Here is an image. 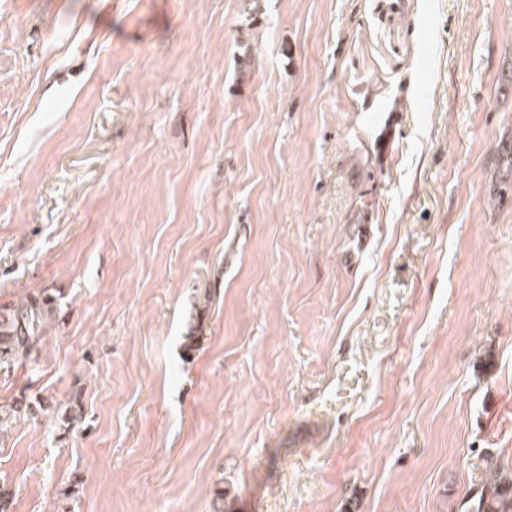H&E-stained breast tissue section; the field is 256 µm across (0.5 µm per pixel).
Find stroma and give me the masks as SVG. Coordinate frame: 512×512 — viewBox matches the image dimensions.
<instances>
[{
  "instance_id": "1",
  "label": "stroma",
  "mask_w": 512,
  "mask_h": 512,
  "mask_svg": "<svg viewBox=\"0 0 512 512\" xmlns=\"http://www.w3.org/2000/svg\"><path fill=\"white\" fill-rule=\"evenodd\" d=\"M512 0H0L10 512H466L512 460ZM81 393L82 424L55 416ZM60 312L59 296L44 289L0 306V373L35 362L33 356L48 326ZM44 410L45 408L39 401H33L23 394H20V397L0 402V434L15 422L21 419L30 420L37 417L38 412L41 413Z\"/></svg>"
}]
</instances>
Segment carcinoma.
I'll return each mask as SVG.
<instances>
[{"instance_id": "obj_1", "label": "carcinoma", "mask_w": 512, "mask_h": 512, "mask_svg": "<svg viewBox=\"0 0 512 512\" xmlns=\"http://www.w3.org/2000/svg\"><path fill=\"white\" fill-rule=\"evenodd\" d=\"M60 312L59 296L44 289L0 306V373H11L17 365L36 361L33 356L48 326ZM44 411L40 402L20 394L0 402V433L20 420H30ZM58 419L73 428L82 417L73 402L57 409ZM486 477L467 512H512V464L486 462Z\"/></svg>"}]
</instances>
